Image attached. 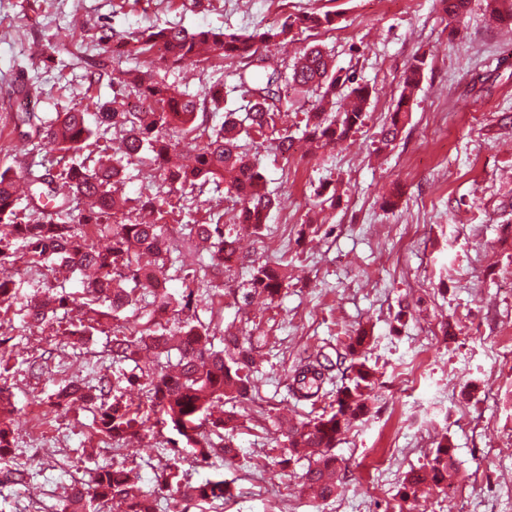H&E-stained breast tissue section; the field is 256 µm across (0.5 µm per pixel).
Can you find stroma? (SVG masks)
<instances>
[{
  "mask_svg": "<svg viewBox=\"0 0 512 512\" xmlns=\"http://www.w3.org/2000/svg\"><path fill=\"white\" fill-rule=\"evenodd\" d=\"M335 11L330 30L297 32L289 45L268 44V64L287 70L306 46L322 44L335 67L356 72L375 93L353 140L314 156L283 158L258 147L268 191L277 197L260 233L242 232L241 260L232 276L203 266L194 242L176 237L181 271L167 287L190 295V310L216 338L225 332L251 340L259 372L253 404L238 407L225 430L232 451L197 462L171 427L153 426L129 444L92 434L94 409H59L51 397L68 381L110 374L114 395L145 403V389L128 385L140 363L113 362L105 334L70 342L58 322L27 328L28 297L64 286L81 293L79 274L61 278L43 267L11 268L18 297L0 311V351L10 368L0 387L12 394L14 463L28 468L27 485L0 484V512H56L71 484L105 465L133 470L151 488L165 466L189 480L223 478L232 497L186 512H388L411 468L448 437L455 474L446 491L417 494L405 512H512V28L488 21L472 0L457 32H450L439 0H0V170L23 177L32 158L14 129L15 112L50 117L71 107L128 102L120 81L87 86L98 64L113 73L151 72L202 95L220 84L224 109L202 112L207 127L238 111L247 97L236 89L235 61L172 64L158 53L113 58L117 38L175 24L193 31L240 35L281 23L288 15ZM427 59L411 118L394 146L377 151V135L399 94L413 56ZM499 78L481 105L466 106L473 75ZM336 191L334 204L315 206L320 186ZM394 209L382 203L393 187ZM167 203L190 218L219 213L234 221L232 204L212 186L172 191ZM277 262L288 279L278 304L239 308L242 283L253 264ZM403 321H396L398 310ZM370 327L364 357L378 367L381 396L343 435L335 453L344 484L336 496L315 499L301 490L306 460L284 467L275 450L285 441L281 416L299 420L290 376L315 349L343 351L348 334ZM48 357L41 377L34 359Z\"/></svg>",
  "mask_w": 512,
  "mask_h": 512,
  "instance_id": "1",
  "label": "stroma"
}]
</instances>
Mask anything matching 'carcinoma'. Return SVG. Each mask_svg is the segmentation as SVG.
<instances>
[{
    "label": "carcinoma",
    "mask_w": 512,
    "mask_h": 512,
    "mask_svg": "<svg viewBox=\"0 0 512 512\" xmlns=\"http://www.w3.org/2000/svg\"><path fill=\"white\" fill-rule=\"evenodd\" d=\"M448 15V26L460 21L467 12L470 0H442ZM486 12L497 23L512 21V0H486ZM334 12H302L290 14L275 28L250 35H238L222 30L197 29L188 31L177 26L153 27L137 37L140 52L146 53L160 45L165 59L179 63L197 58L202 53L219 59H240L247 65L263 62L259 55L263 44L286 41L297 30H314L335 25ZM426 66L425 56H415L402 74L401 91L389 118L380 132L377 150L388 149L402 133L409 117L414 93L422 81ZM241 84H251L247 93L245 112H229L224 124L205 134L195 145L194 165H168L169 144L160 137L161 129L176 125L192 134L197 114L221 108L224 97L212 94L198 98L185 92H176L155 80L154 75L129 71L123 84L136 94L152 101L145 111L130 112L115 103H103L96 112L95 123H90L84 110L70 108L45 120L33 112L17 117L23 125L39 123L42 138L32 149L50 148L56 153L53 166L57 172L30 166L24 175L25 192L33 204L53 203L52 211L40 210L33 218L17 210L18 188L15 176L6 168L0 171V224L12 228L13 240L20 243L23 252L11 249V243L0 241V266L14 264L19 255L29 258L33 265L51 268L66 267L92 271L83 294L77 296L62 288L35 294L27 301V325L40 327L57 318L58 312L67 315L76 306L86 308L80 323L66 330L68 336H87L95 331L112 333V356L121 361L139 363L142 355L151 352L165 359V365L152 371L132 374L126 382L130 386L146 380V398L150 412L158 422L171 426L182 436L186 446L193 449L197 459L207 461L219 451L215 440H223L224 418H212L211 409L227 401L237 404L250 398L252 379L258 372L253 346L237 336L224 337V349L218 350L209 329L191 315L185 314L189 304L184 298L171 295L167 288L159 289L155 281L167 280L172 266L164 225L166 211L156 208L153 224L133 223L127 209L128 199L117 195L123 182V162H131L143 152L153 154L156 163V195L163 188L172 191L180 186L194 187L211 184L221 189L224 175L231 181L226 193L235 198L238 227L224 228L220 220L206 224L194 222L184 225L189 234L203 245L208 265L218 271H229L227 259L237 251L238 230L260 232L270 211L276 207V198L267 190L259 158L250 153L249 143L262 141L269 148L287 156L294 146V138L277 133V123L284 114L280 95L282 85L297 92L315 96L314 104L305 113L302 139L315 153L334 148L356 134L363 125L373 88L359 82L355 75L337 70L329 54L320 46L307 48L293 63L287 76L269 66L253 81L240 75ZM495 81L491 73L477 75L469 89L471 97H484ZM343 97L352 98L351 108L343 112H329L326 105ZM114 128L122 132L119 156L99 157L93 166L68 161V154L82 150L93 136L105 134ZM91 200L88 211L79 220L71 219L69 196ZM112 231V246L101 250L92 241L90 229ZM148 269L154 278H141ZM286 277L277 268L261 263L252 269L241 288L242 303L247 305L256 294H262L273 303L281 296ZM142 289L152 297V313L170 314L173 320H152L151 324L134 333H126L123 326L112 324L117 314L133 305L136 290ZM15 281L10 276L0 277V309L8 307L15 298ZM371 331L360 328L350 337L344 354L336 360L321 351L308 357L294 369L289 392L297 404L310 405L327 402L320 412L288 427L286 444L280 449L279 464L288 465L296 459L308 461L303 488L311 496L327 499L342 484L338 477L334 453L341 436L351 422L370 412V403L378 385L376 371L358 358L370 346ZM347 364L350 376L340 378L341 385L332 391L334 366ZM114 383L107 375L98 377L96 385L84 387L76 380L69 382L56 394L58 403L90 404L96 408L95 432L120 441L141 435L145 421L141 406H133L112 396ZM9 396L0 390V462L12 458V434L15 420ZM454 448L443 436L437 442L433 457L417 470H411L401 499L416 494L422 486L439 487L448 483V473L454 468ZM28 478L22 466L0 468V484H24ZM158 487L179 494L178 501L209 504L231 497L230 482L207 479L201 483H183L177 468L162 472ZM119 499L125 512H157L159 499L145 494L138 487L137 478L125 468L102 467L85 482H77L59 504L57 512H100V506Z\"/></svg>",
    "instance_id": "obj_1"
}]
</instances>
